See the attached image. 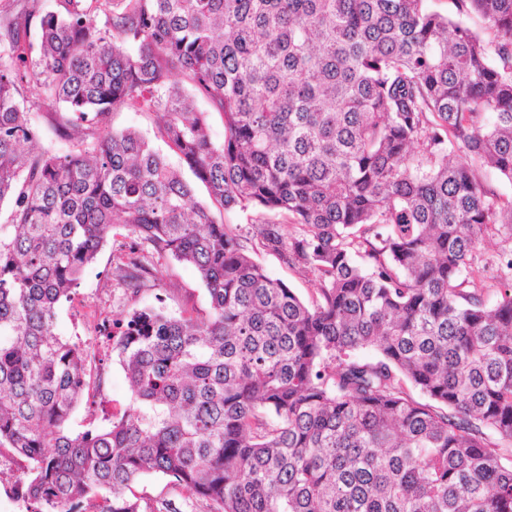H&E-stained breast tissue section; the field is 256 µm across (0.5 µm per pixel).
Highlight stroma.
<instances>
[{
	"label": "stroma",
	"instance_id": "stroma-1",
	"mask_svg": "<svg viewBox=\"0 0 512 512\" xmlns=\"http://www.w3.org/2000/svg\"><path fill=\"white\" fill-rule=\"evenodd\" d=\"M116 247L115 240H108L96 262L87 270L72 301L63 303L57 311L56 333L80 342L101 360L97 402L91 407L80 406L74 412L69 426L76 432L91 426H109L113 413L129 402L127 381L106 332L108 325L125 320L132 310L143 307L175 316L192 308L200 311L209 308L208 294L196 270L176 262L171 263L161 280L149 282L137 299L128 298L112 276ZM26 480L24 462L9 451L0 452V512H25L21 488ZM132 492L144 512H153L165 500L174 502L181 512H208L204 503L188 498L161 475L141 477L133 484Z\"/></svg>",
	"mask_w": 512,
	"mask_h": 512
}]
</instances>
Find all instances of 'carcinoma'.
<instances>
[{"mask_svg": "<svg viewBox=\"0 0 512 512\" xmlns=\"http://www.w3.org/2000/svg\"><path fill=\"white\" fill-rule=\"evenodd\" d=\"M8 2L0 449L26 463V512H142L146 474L210 512H512V284L488 305L478 266L490 227L512 243V196L484 178L512 182V0ZM46 104L64 153L29 118ZM124 110L160 116L210 203L111 127ZM119 227L131 296L171 260L210 307L133 310L112 335L130 404L74 433L100 382L57 310ZM258 252L313 275L316 300Z\"/></svg>", "mask_w": 512, "mask_h": 512, "instance_id": "carcinoma-1", "label": "carcinoma"}]
</instances>
